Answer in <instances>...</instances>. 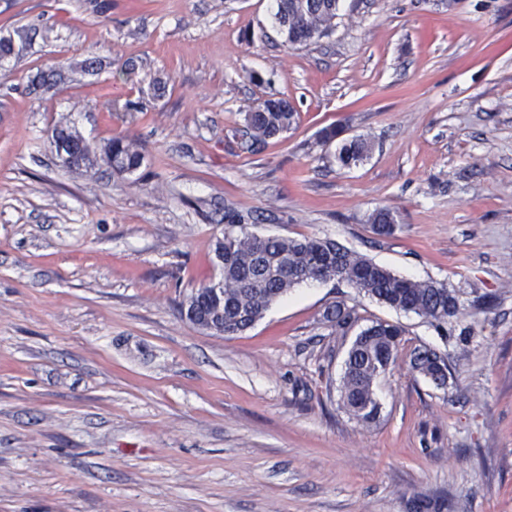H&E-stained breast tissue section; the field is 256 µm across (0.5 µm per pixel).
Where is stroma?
<instances>
[{"label":"stroma","mask_w":512,"mask_h":512,"mask_svg":"<svg viewBox=\"0 0 512 512\" xmlns=\"http://www.w3.org/2000/svg\"><path fill=\"white\" fill-rule=\"evenodd\" d=\"M101 1L0 0V512H512V0H342L307 47L272 0ZM269 96L298 124L254 150L244 116ZM66 122L143 167H61ZM333 124L370 158L337 166ZM228 207L447 284L473 339L335 281L210 335L181 303L218 275ZM383 207L390 237L366 222ZM375 321L404 335L365 425L338 386ZM422 345L450 352L448 389L411 369Z\"/></svg>","instance_id":"35a3bbf8"}]
</instances>
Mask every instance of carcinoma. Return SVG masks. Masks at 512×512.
<instances>
[{"label": "carcinoma", "mask_w": 512, "mask_h": 512, "mask_svg": "<svg viewBox=\"0 0 512 512\" xmlns=\"http://www.w3.org/2000/svg\"><path fill=\"white\" fill-rule=\"evenodd\" d=\"M338 11L339 0H275L274 17L284 39L308 46L332 31ZM297 120L290 102L274 97L264 99L245 115L254 145L282 136ZM343 133L342 125H330L320 130L319 139L323 144L340 142L336 163L350 169L369 156L372 145L361 136L345 138ZM100 160L112 165L113 174L124 177L142 166L143 155L132 141L112 138L97 155L80 156L66 168L72 172L88 171ZM253 220L250 213L224 211L227 228L224 236L216 240L214 249L215 259L224 261V308L218 314L219 323L212 324L211 335L228 336L248 330L275 300L304 282L320 279L324 269L331 265L358 292L395 310L426 319L441 336L448 335V323L463 307L460 295L446 284L398 276L331 238L234 233V227ZM367 223L380 237L392 235L397 228L395 215L387 208L374 210ZM401 335L399 326L376 321L360 331L347 352L339 384L340 404L363 424L379 418L376 381L395 362ZM410 366L436 388H448L452 378L448 355L430 346L417 347L411 353ZM414 508L415 512H443L447 503L442 498L417 497Z\"/></svg>", "instance_id": "cac0c4a2"}]
</instances>
